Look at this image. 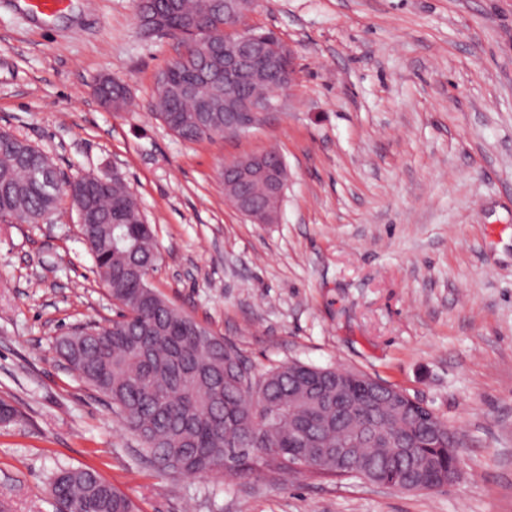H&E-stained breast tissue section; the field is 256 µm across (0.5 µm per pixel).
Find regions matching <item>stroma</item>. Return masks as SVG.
<instances>
[{
    "label": "stroma",
    "instance_id": "35a3bbf8",
    "mask_svg": "<svg viewBox=\"0 0 512 512\" xmlns=\"http://www.w3.org/2000/svg\"><path fill=\"white\" fill-rule=\"evenodd\" d=\"M137 0H69L42 20L0 0V129L66 177L125 178L162 262L151 282L265 372L353 368L461 438L464 474L429 493L354 477L159 473L108 401L54 351L114 319L78 214L0 223V512H56L48 478L90 466L140 512H512V0H259L248 26L294 52L283 115L186 142L156 116L184 50L142 37ZM128 87L104 107L99 82ZM277 149L275 224L224 192L233 160Z\"/></svg>",
    "mask_w": 512,
    "mask_h": 512
}]
</instances>
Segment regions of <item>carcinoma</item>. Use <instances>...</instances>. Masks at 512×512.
Wrapping results in <instances>:
<instances>
[{
  "mask_svg": "<svg viewBox=\"0 0 512 512\" xmlns=\"http://www.w3.org/2000/svg\"><path fill=\"white\" fill-rule=\"evenodd\" d=\"M154 15L185 51L159 79L157 115L181 139L224 135V109L199 126L197 104L265 93L262 77L228 91L207 52L224 47V0H138V16ZM92 175L70 180L41 149L0 131V219L49 217L67 192L90 222L79 228L117 318L89 322L59 336L56 352L81 381L107 397L144 454L166 473L241 474L264 458L288 473L298 453L317 470L366 479L389 488L441 489L461 475L458 439L448 423L420 411L408 398L385 395L357 378L344 379L343 397L358 420L336 416V370L292 362L257 374L241 352L165 300L144 278L161 254L136 196L112 176L105 191L84 198ZM224 190H243L269 203L256 182L242 188L223 173ZM363 440L344 465L336 442ZM58 512H139L135 502L89 467L61 468L49 483Z\"/></svg>",
  "mask_w": 512,
  "mask_h": 512,
  "instance_id": "1",
  "label": "carcinoma"
}]
</instances>
